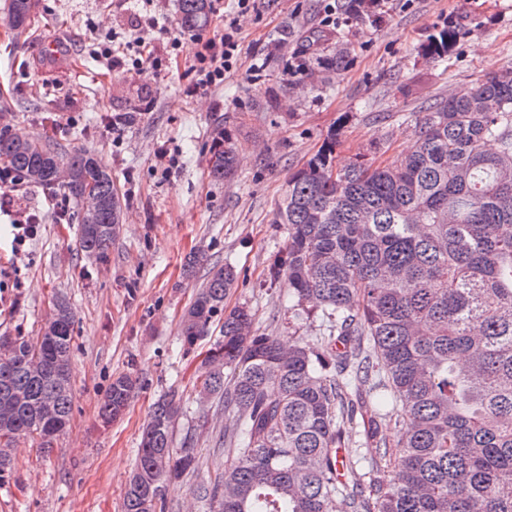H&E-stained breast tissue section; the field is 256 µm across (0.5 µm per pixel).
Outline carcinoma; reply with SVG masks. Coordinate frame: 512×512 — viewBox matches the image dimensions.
I'll return each instance as SVG.
<instances>
[{
	"mask_svg": "<svg viewBox=\"0 0 512 512\" xmlns=\"http://www.w3.org/2000/svg\"><path fill=\"white\" fill-rule=\"evenodd\" d=\"M36 0H9L21 30ZM210 0H180L185 29L208 22ZM455 33L426 51L448 52ZM326 141L288 177L274 223L288 226L269 280L288 278V319L322 314L326 333L286 348L254 329L247 306H224L238 285L226 265L210 271L182 318L191 347L212 321L221 338L198 367L196 403H222L236 425L215 441L230 461L196 486L210 512H512V71L493 72L465 95L422 113L412 150L388 166L335 164ZM210 176L235 174L232 144L213 148ZM0 167L77 200L78 244L100 259L120 230L112 170L93 152L0 136ZM74 314L54 304L36 336L0 337V483L10 448L24 438L51 447L73 407ZM136 389L112 380L105 422ZM400 407L394 440L366 395ZM164 394L142 430L125 487L124 512H166L161 483L199 467L192 448L173 449L184 414ZM363 429L364 455L339 449Z\"/></svg>",
	"mask_w": 512,
	"mask_h": 512,
	"instance_id": "obj_1",
	"label": "carcinoma"
}]
</instances>
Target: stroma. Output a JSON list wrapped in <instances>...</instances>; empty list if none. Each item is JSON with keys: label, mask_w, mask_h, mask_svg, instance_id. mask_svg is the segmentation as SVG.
<instances>
[{"label": "stroma", "mask_w": 512, "mask_h": 512, "mask_svg": "<svg viewBox=\"0 0 512 512\" xmlns=\"http://www.w3.org/2000/svg\"><path fill=\"white\" fill-rule=\"evenodd\" d=\"M325 4L258 0L241 16L224 0L223 14L189 31L179 0H154L155 29L139 26L131 0H38L22 34L0 29V135L94 151L124 204L120 232L98 260L79 250L81 205L63 187L20 181L0 213V336L37 335L57 298L75 316L70 422L50 451L17 443L0 512H123L142 427L172 389L187 407L174 442L190 441L200 467L167 481L163 497L174 512H208L192 494L223 470L213 440L232 419L197 407L195 370L220 326L189 352L181 320L209 268L230 264L244 276L225 305L249 306L255 329L314 342L319 313L289 323L287 279L266 281L288 237L273 213L289 174L331 136L337 164L389 163L412 144L427 103L512 69V0H388L385 13L349 15L333 30L321 24ZM228 17L238 27L235 69L223 87L190 94L201 44L219 39ZM446 26L457 33L452 51L424 56L429 35ZM109 31L143 38L155 68L107 71L86 44ZM51 40L54 57L44 52ZM119 114L126 121L115 135L109 121ZM223 136L237 168L216 182L210 149ZM31 213L42 218L38 235L17 245L11 218ZM123 373L138 389L102 423L99 405Z\"/></svg>", "instance_id": "35a3bbf8"}]
</instances>
